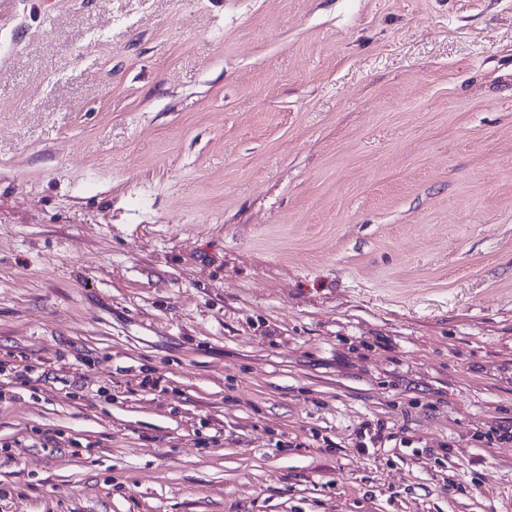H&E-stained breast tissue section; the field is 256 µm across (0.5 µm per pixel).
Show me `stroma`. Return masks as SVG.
Returning a JSON list of instances; mask_svg holds the SVG:
<instances>
[{
    "mask_svg": "<svg viewBox=\"0 0 512 512\" xmlns=\"http://www.w3.org/2000/svg\"><path fill=\"white\" fill-rule=\"evenodd\" d=\"M0 365V512H512V0H0Z\"/></svg>",
    "mask_w": 512,
    "mask_h": 512,
    "instance_id": "35a3bbf8",
    "label": "stroma"
}]
</instances>
